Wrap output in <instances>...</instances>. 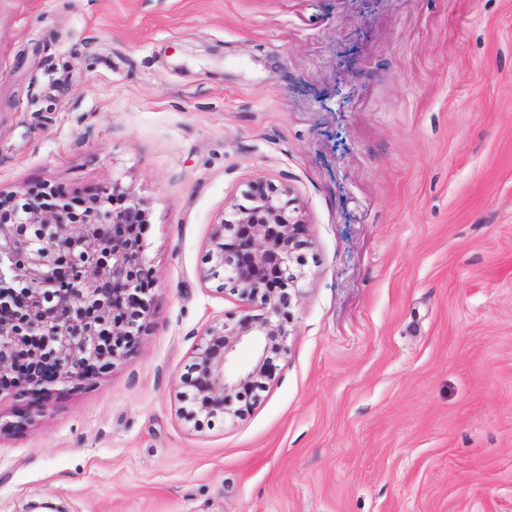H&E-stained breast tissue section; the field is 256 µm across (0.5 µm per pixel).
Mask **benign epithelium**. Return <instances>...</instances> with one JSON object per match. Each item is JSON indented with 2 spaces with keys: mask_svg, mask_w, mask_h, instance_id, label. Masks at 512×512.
<instances>
[{
  "mask_svg": "<svg viewBox=\"0 0 512 512\" xmlns=\"http://www.w3.org/2000/svg\"><path fill=\"white\" fill-rule=\"evenodd\" d=\"M242 197L230 218L212 225L202 278L238 293L247 310L233 325L207 326L180 377L182 416L195 427L247 410L242 392L271 377L272 355L285 348L292 298L306 277L308 240L290 191L256 179ZM147 225V210L129 191L76 201L32 189L0 200V266H7L0 272V399H46L132 351L150 311L145 283L153 275L141 237ZM66 252L80 277L62 295L52 284ZM244 342L256 361L229 380L224 365Z\"/></svg>",
  "mask_w": 512,
  "mask_h": 512,
  "instance_id": "obj_1",
  "label": "benign epithelium"
}]
</instances>
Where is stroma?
<instances>
[{
	"mask_svg": "<svg viewBox=\"0 0 512 512\" xmlns=\"http://www.w3.org/2000/svg\"><path fill=\"white\" fill-rule=\"evenodd\" d=\"M311 243L240 417L179 379L245 302L203 281L254 179ZM149 212L134 349L0 402V512H512V0H0V194Z\"/></svg>",
	"mask_w": 512,
	"mask_h": 512,
	"instance_id": "35a3bbf8",
	"label": "stroma"
}]
</instances>
